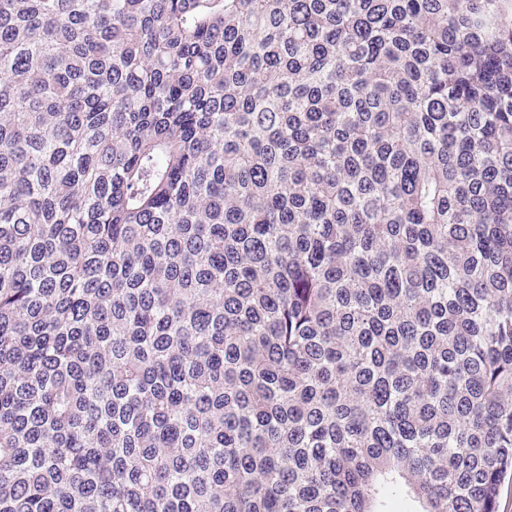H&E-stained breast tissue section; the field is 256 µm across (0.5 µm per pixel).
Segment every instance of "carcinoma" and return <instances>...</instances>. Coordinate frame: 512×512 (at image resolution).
<instances>
[{"instance_id":"obj_1","label":"carcinoma","mask_w":512,"mask_h":512,"mask_svg":"<svg viewBox=\"0 0 512 512\" xmlns=\"http://www.w3.org/2000/svg\"><path fill=\"white\" fill-rule=\"evenodd\" d=\"M509 0H0V512H496Z\"/></svg>"}]
</instances>
